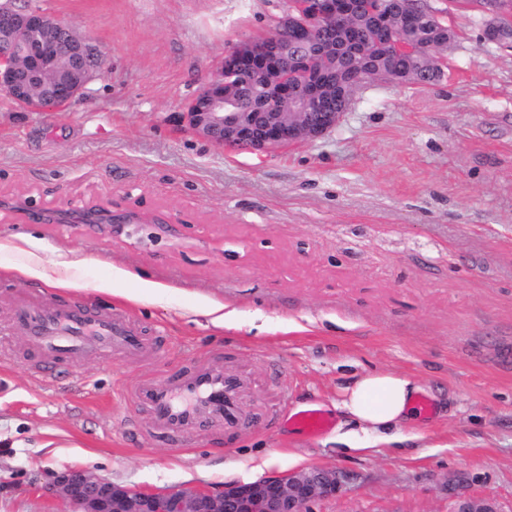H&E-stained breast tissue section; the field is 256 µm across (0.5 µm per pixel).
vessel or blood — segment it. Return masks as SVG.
Masks as SVG:
<instances>
[{
	"label": "vessel or blood",
	"instance_id": "obj_1",
	"mask_svg": "<svg viewBox=\"0 0 512 512\" xmlns=\"http://www.w3.org/2000/svg\"><path fill=\"white\" fill-rule=\"evenodd\" d=\"M16 325L31 338L49 365L77 363L91 355L119 354L136 357L154 346L118 311L90 313L80 307H25ZM244 381L225 374L223 368L200 363L171 374L166 380H146L135 386L132 397L147 409L167 437H174L211 420L232 430L242 421L239 398ZM301 430L315 434L326 430L328 417L310 409L291 417Z\"/></svg>",
	"mask_w": 512,
	"mask_h": 512
}]
</instances>
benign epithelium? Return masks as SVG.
Here are the masks:
<instances>
[{
    "mask_svg": "<svg viewBox=\"0 0 512 512\" xmlns=\"http://www.w3.org/2000/svg\"><path fill=\"white\" fill-rule=\"evenodd\" d=\"M291 0L263 45L243 43L227 55L215 77L179 114V121L222 145H245L263 153L314 140L336 126L350 100L326 109L330 72L321 63L335 59L334 46L321 40V27H346L362 15L382 32L389 13L381 0ZM98 54L61 20L38 10L0 4V90L22 106L62 107L82 94L98 65ZM249 74L261 79L266 94L257 111L242 112V83ZM287 102L292 112H272ZM340 474L318 467L252 482H229L219 490L176 486L143 490L121 486L82 467L53 473L49 491L64 512H313V506L336 497ZM451 512H500L495 500L460 493Z\"/></svg>",
    "mask_w": 512,
    "mask_h": 512,
    "instance_id": "benign-epithelium-1",
    "label": "benign epithelium"
}]
</instances>
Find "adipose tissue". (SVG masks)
I'll use <instances>...</instances> for the list:
<instances>
[{"label":"adipose tissue","instance_id":"ef3b65f1","mask_svg":"<svg viewBox=\"0 0 512 512\" xmlns=\"http://www.w3.org/2000/svg\"><path fill=\"white\" fill-rule=\"evenodd\" d=\"M416 386L406 376L378 371L355 376L342 389L336 408L350 432L342 436L346 447L362 450L380 443L400 442L399 430L415 418Z\"/></svg>","mask_w":512,"mask_h":512}]
</instances>
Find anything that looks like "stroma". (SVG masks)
Here are the masks:
<instances>
[{"mask_svg":"<svg viewBox=\"0 0 512 512\" xmlns=\"http://www.w3.org/2000/svg\"><path fill=\"white\" fill-rule=\"evenodd\" d=\"M425 2L456 33L440 81H369L323 136L255 154L177 115L288 0H30L100 63L60 109L0 94V512H61L47 488L68 466L142 489L327 467L342 487L315 512H448L460 484L512 512V41L486 38L480 0ZM94 208L130 220L20 215ZM30 254L72 259L54 276L80 288L20 275ZM51 303L122 311L159 349L44 377L14 321ZM194 361L246 380L244 423L172 443L129 391ZM377 370L431 410L356 452L335 403ZM308 408L331 429L287 422Z\"/></svg>","mask_w":512,"mask_h":512,"instance_id":"35a3bbf8","label":"stroma"}]
</instances>
